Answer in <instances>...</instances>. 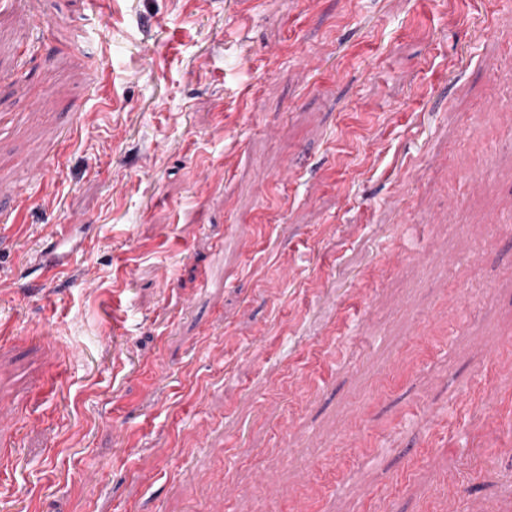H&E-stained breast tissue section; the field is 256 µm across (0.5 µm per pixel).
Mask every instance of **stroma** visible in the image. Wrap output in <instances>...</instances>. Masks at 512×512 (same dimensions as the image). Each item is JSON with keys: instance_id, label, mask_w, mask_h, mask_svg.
I'll return each instance as SVG.
<instances>
[{"instance_id": "stroma-1", "label": "stroma", "mask_w": 512, "mask_h": 512, "mask_svg": "<svg viewBox=\"0 0 512 512\" xmlns=\"http://www.w3.org/2000/svg\"><path fill=\"white\" fill-rule=\"evenodd\" d=\"M0 512H512V0H0Z\"/></svg>"}]
</instances>
